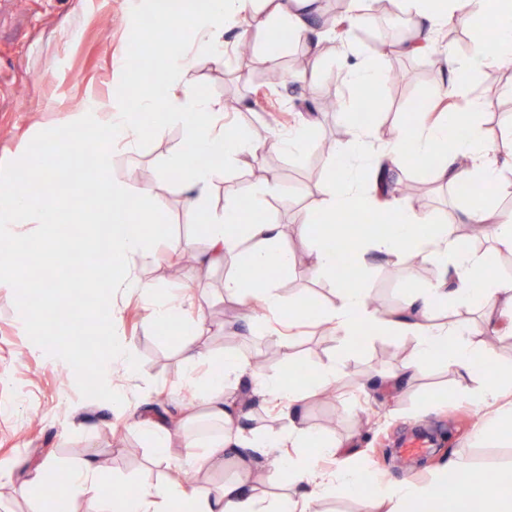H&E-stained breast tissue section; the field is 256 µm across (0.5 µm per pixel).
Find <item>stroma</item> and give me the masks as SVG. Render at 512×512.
Returning <instances> with one entry per match:
<instances>
[{
    "label": "stroma",
    "mask_w": 512,
    "mask_h": 512,
    "mask_svg": "<svg viewBox=\"0 0 512 512\" xmlns=\"http://www.w3.org/2000/svg\"><path fill=\"white\" fill-rule=\"evenodd\" d=\"M160 0H0V164L18 159L39 132L70 123L72 115L90 101L112 103L114 109H130L121 92L119 68L128 56L129 43L138 37V16L158 10ZM242 17L226 29L224 64L196 57L188 73L202 96L226 102L225 127L240 131L260 147L251 165L225 166L209 195L212 211L223 212L224 185L232 183L250 214L260 221L279 224L283 242L295 255L291 269L268 273L280 294L283 312L254 316L251 308L224 295V274L233 263L210 267L203 261L206 238L199 223L183 205L180 180L171 179L165 161L180 141L179 126L141 136L135 148H114V179L134 185L149 180L157 202L150 228L155 241L153 256L138 261L135 272L156 284V297L188 296L193 311L202 313L206 332L202 343L219 363L225 353L242 362L262 356L268 375L285 374L295 360L318 369L341 358L342 372L336 381V401L328 403L312 395L302 419L316 433L339 441L355 438L352 462L366 471L371 483L404 479L424 486L437 477L448 459L459 460L460 470L480 473L485 468L512 471V446L504 443L477 445L471 440L490 415L476 408L471 394L480 391L493 375L512 374V335L496 340L492 360L473 366L469 394H460L456 373L442 361L430 364L425 376L392 389L382 376L398 370L415 341L410 336L366 334L363 341L342 346L334 325L316 320L290 321L287 312L297 297H308L315 307L334 303L333 284L312 271L310 242L297 220L314 214L321 206L320 186L328 173L324 144L347 141L348 108L330 112L323 102L330 95L348 98L350 78L337 58L348 53L350 62L383 59L386 68L400 71L397 83L372 87L378 102L371 116L372 145L381 148L409 118L423 121L447 108L465 110L467 101L478 105L475 122L491 140L512 128V65L482 66L473 76L468 99H437L436 91L447 84L448 71L425 55L390 53L393 44L413 29L403 17L399 32L369 44L361 28L349 29L346 39L326 35L314 47L291 39L281 31L288 51L270 58L265 51L267 35L255 34L252 57L234 60L231 51L237 33L248 27ZM304 61L311 75L302 85H269L267 99L256 96L260 86L254 75L271 68H286ZM300 124L310 127V143L298 156L282 153L275 145L278 135ZM398 189L414 188L421 211L450 225L455 236L466 237L469 226L462 217L468 200L453 187L428 173L405 168L396 175ZM273 183L277 192L261 194L263 184ZM191 241L192 263H183L170 248ZM374 271L365 284L379 300L381 314H394L402 304L407 286L433 280L437 269L415 256L405 262L382 258L373 261ZM118 314L114 339L136 353L138 371L128 376L114 367L110 380L125 388L124 409H112L97 399L83 398L72 378V368L48 355L28 337L11 292L0 291V467L10 469L41 458L55 457L61 468L79 464L95 455L108 485L137 489L146 482L169 476L166 463L153 458L143 420L170 423L186 418L198 405L196 387L181 383L182 362L178 337L168 335L147 318L144 300L129 295L112 299ZM210 364L201 365L208 372ZM226 397L243 399L244 433L279 431L283 421L262 397L254 395L248 379L227 382ZM434 425L442 430L440 448L426 452L423 465L394 451L398 437L415 426Z\"/></svg>",
    "instance_id": "1"
}]
</instances>
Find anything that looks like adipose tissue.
Here are the masks:
<instances>
[{
  "mask_svg": "<svg viewBox=\"0 0 512 512\" xmlns=\"http://www.w3.org/2000/svg\"><path fill=\"white\" fill-rule=\"evenodd\" d=\"M306 0H169L165 16L170 26L190 23L195 34L191 51L171 49L158 65L156 78L149 92H141L142 76L138 69L123 65L120 73L125 89L134 95L139 109L105 112L99 104L88 103L73 118L75 126L104 129L107 148L98 150L95 165L106 170L112 165L114 147H132L143 128L163 130L170 124L180 125L181 143L168 157L167 167L182 180L187 209L201 215L206 229L209 265H223L237 258L247 266H260L284 272L293 264V256L282 244L277 225L269 222L243 221L235 207H225L223 214L205 211L209 190L224 174L225 162L248 165L257 157L256 146L237 132H226L219 120L224 105L201 97L186 78L191 52L207 55L214 63L224 61V27L233 17L248 14L253 30L285 27L304 42L310 41L313 30L303 11ZM402 9L418 20L417 42L406 45V52L425 48L435 33L444 26L463 23L470 29L476 59H484L486 25H493L498 34L496 57L512 60V0H401ZM178 85V94H170L171 85ZM150 113V125H143L141 113ZM350 146H336L330 155V171L320 187L322 203L315 216H301L302 234L312 241V268L317 277L335 280L339 258L325 245L328 231L334 229L339 216L356 211H371L384 223L381 236L368 242L366 251L383 255L397 262L419 256L437 268L436 280L412 290L401 311L390 317L378 316L370 304V290L363 285L335 290L337 303L314 311L308 303L297 304L292 315L300 320L312 315L335 323L345 342H352L361 326H370L378 333L412 336L416 344L399 371L391 373L395 384L425 373L434 358L458 374V388L467 391L472 363L488 360L493 350L486 345H472L475 331L471 325L436 323L433 310L437 305L455 300L484 311L483 331L499 333L512 327V278L496 276L487 270L485 260L462 240L453 237L447 225L435 223L431 216L416 211L397 196L376 202L364 189L355 185L351 160L368 155L367 124L354 123L350 130ZM432 154L437 162L430 175L438 181L465 189L486 185L493 197H512V131L497 143L484 140L479 130L461 142L448 141V127L443 122L399 127L384 152L372 158L371 164L382 170L403 169L411 154ZM369 156V155H368ZM93 195L104 207L113 208L126 202L138 223L126 229L112 228L105 239L107 254L118 255L120 264L104 263L96 267L97 280L129 295L148 298L149 318L168 333L179 336L181 361L185 380H193L198 365L208 352L200 342L204 320L187 318L183 302L176 297L154 299L153 282L133 272L136 261L152 248L146 227L155 209L149 188L122 181L99 183ZM473 224L489 227L498 249L512 253V214L493 211L487 202L470 204L463 212ZM115 315L111 302H104L97 330L109 341L110 355L100 364L103 372L122 366L127 374L138 368L136 354L124 345L112 343ZM249 376L258 390L279 407L286 421L275 434L256 433L244 437L240 404L224 395V382L230 378ZM309 392L302 386L284 382L243 365L235 356H225L219 371L213 372L200 392V403L220 433L219 439L202 453L194 455L197 470L223 468L227 459H235L238 476L223 484L200 485L185 491L177 476L165 481L143 484L131 495L116 496L100 482V465L96 457L86 458L73 470L70 481L57 485L58 462L47 457L29 467L17 488L23 498L35 490L57 486L65 501L83 500L85 512H312L316 502L334 496H355L365 483L364 473L342 461L336 472L317 471L320 457L340 458L342 443L324 439L302 424L299 412ZM271 474L282 486L281 495L267 498L259 493L257 482ZM447 472H440L437 481L420 487L408 480L374 488L367 501L368 512H411L413 503H421L420 512H512V483L493 485L447 484Z\"/></svg>",
  "mask_w": 512,
  "mask_h": 512,
  "instance_id": "1",
  "label": "adipose tissue"
}]
</instances>
